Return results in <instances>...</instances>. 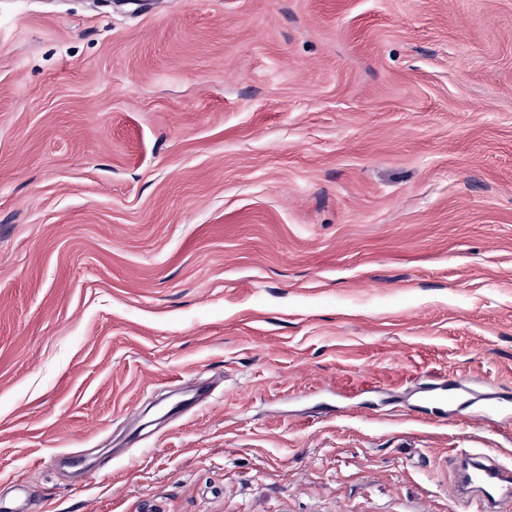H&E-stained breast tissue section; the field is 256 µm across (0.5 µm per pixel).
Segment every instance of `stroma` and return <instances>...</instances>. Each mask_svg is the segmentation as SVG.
<instances>
[{
	"mask_svg": "<svg viewBox=\"0 0 512 512\" xmlns=\"http://www.w3.org/2000/svg\"><path fill=\"white\" fill-rule=\"evenodd\" d=\"M476 448L512 0H0V512H456ZM212 391L206 386H197L186 398L174 404L166 415H175L182 410H191L207 405L211 399Z\"/></svg>",
	"mask_w": 512,
	"mask_h": 512,
	"instance_id": "stroma-1",
	"label": "stroma"
}]
</instances>
